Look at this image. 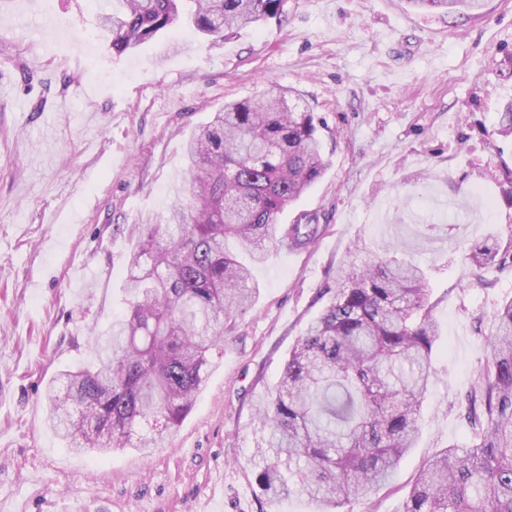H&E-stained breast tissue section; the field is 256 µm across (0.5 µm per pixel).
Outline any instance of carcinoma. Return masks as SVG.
<instances>
[{
  "label": "carcinoma",
  "mask_w": 512,
  "mask_h": 512,
  "mask_svg": "<svg viewBox=\"0 0 512 512\" xmlns=\"http://www.w3.org/2000/svg\"><path fill=\"white\" fill-rule=\"evenodd\" d=\"M463 15L484 0H409ZM285 0H120L101 28L122 54L188 27L220 42L283 14ZM315 113L267 88L231 101L185 144L187 170L165 217L132 225L124 310L92 337L91 359L58 374L47 423L73 451L105 455L160 448L206 386L221 354L224 320L245 312L258 288L227 248L254 263L271 247L309 249L318 217L284 229L278 215L326 168ZM476 271L512 272L506 246L467 244ZM329 301L288 352L281 377L255 405L261 435L255 483L277 501L296 493L320 512L359 501L388 481L414 447L432 379L439 323L425 274L382 258L336 269ZM491 361L468 395L473 440L448 448L418 474L403 512H512V300L488 341Z\"/></svg>",
  "instance_id": "obj_1"
}]
</instances>
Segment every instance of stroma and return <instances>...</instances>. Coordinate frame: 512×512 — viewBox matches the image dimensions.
<instances>
[{
	"label": "stroma",
	"instance_id": "1",
	"mask_svg": "<svg viewBox=\"0 0 512 512\" xmlns=\"http://www.w3.org/2000/svg\"><path fill=\"white\" fill-rule=\"evenodd\" d=\"M111 0H0V512H318L265 503L254 407L323 309L339 264L395 244L418 264L440 324L420 433L392 481L352 512H402L421 468L468 447L465 397L490 357L512 273H475L463 243L512 237V0L448 16L409 0H287L281 17L215 43L189 28L113 53ZM177 42L178 52L167 49ZM289 89L323 118L329 166L278 216L317 214L315 248L269 250L246 313L164 447L78 454L44 395L122 309L127 227L173 202L193 129L228 100ZM435 217L438 226L423 222Z\"/></svg>",
	"mask_w": 512,
	"mask_h": 512
}]
</instances>
